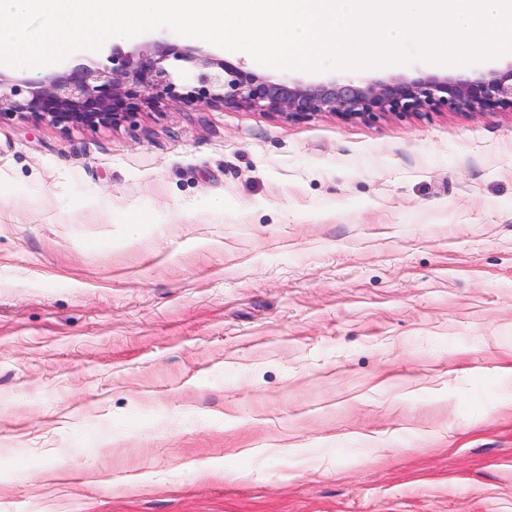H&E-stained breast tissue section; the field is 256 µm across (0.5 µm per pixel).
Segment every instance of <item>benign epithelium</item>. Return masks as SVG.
Listing matches in <instances>:
<instances>
[{"instance_id": "obj_1", "label": "benign epithelium", "mask_w": 512, "mask_h": 512, "mask_svg": "<svg viewBox=\"0 0 512 512\" xmlns=\"http://www.w3.org/2000/svg\"><path fill=\"white\" fill-rule=\"evenodd\" d=\"M160 101L258 110L292 122L321 113L370 121L385 114L512 111V66L456 78L303 85L154 41L130 53L113 48L104 63H78L40 80L7 83L0 77V119L20 114L65 131L116 127Z\"/></svg>"}]
</instances>
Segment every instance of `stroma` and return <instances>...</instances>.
I'll list each match as a JSON object with an SVG mask.
<instances>
[{
  "instance_id": "1",
  "label": "stroma",
  "mask_w": 512,
  "mask_h": 512,
  "mask_svg": "<svg viewBox=\"0 0 512 512\" xmlns=\"http://www.w3.org/2000/svg\"><path fill=\"white\" fill-rule=\"evenodd\" d=\"M0 512H512V112L1 120Z\"/></svg>"
}]
</instances>
